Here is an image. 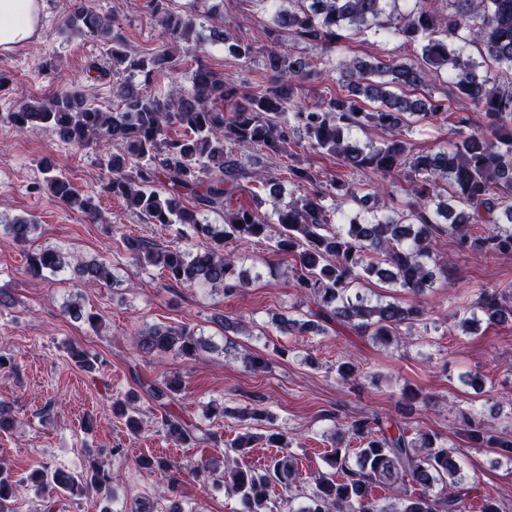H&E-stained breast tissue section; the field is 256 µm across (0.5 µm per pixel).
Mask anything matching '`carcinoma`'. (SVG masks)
I'll return each instance as SVG.
<instances>
[{"instance_id": "carcinoma-1", "label": "carcinoma", "mask_w": 512, "mask_h": 512, "mask_svg": "<svg viewBox=\"0 0 512 512\" xmlns=\"http://www.w3.org/2000/svg\"><path fill=\"white\" fill-rule=\"evenodd\" d=\"M170 0H147L166 44L190 43L196 36L197 16L169 6ZM271 11L272 32L284 33L292 44L276 42L265 49L268 85L244 92L195 59L192 88L182 89L177 80L164 94L152 92L156 75L174 74L177 64L169 50L145 52L125 38L115 23L82 0L64 19L61 30L71 40L87 34L108 44L112 71L129 70L134 82L119 84L116 108L106 111L78 91H62L48 100L21 102L14 111L0 115V124L17 130L38 126L74 148L96 144L107 172L96 193H85L55 165L42 166L38 189L50 193L59 204L75 209L90 221L100 216L102 196L119 198L145 224L175 227L177 238L160 246L141 237L122 236L129 257L141 267H157L180 286L220 285L234 292L249 285L237 271L238 258L224 253L227 241L267 237L269 216L245 209L237 195L249 190L241 183L245 168L237 152L265 151L284 160V181L299 195L275 210L281 231L273 252L293 256V287L308 299L307 309L276 316L274 328L282 335L325 336L338 326L359 336H369L388 346L403 332L420 325L428 332L425 309L396 300H373L358 285L374 280L414 296L433 287L448 267L437 260L436 244L449 233L460 250L494 256L512 253V88L500 90L502 77L512 84V0H451L452 10L437 15L422 0L397 13L395 21L382 16L398 0H295L296 10L281 8L283 0H264ZM207 12L217 21L213 40L224 43V52L238 60L256 54L254 44L224 34V0H211ZM401 38L420 47L414 61L360 58L341 64L340 91L303 103L302 87L319 79L330 66L329 56L310 64L294 55V44L320 45L327 52L336 43L369 30ZM468 45L503 71L498 77L479 76ZM448 72V83L481 115L474 124L460 115L459 137L449 148L414 152L404 129L412 120L448 122V104L418 96L427 74ZM367 127L388 134L380 144L360 145L352 131ZM305 131L307 147L334 155L343 164L379 178L408 174L416 182L414 201L406 206L385 202L375 206L374 195H357L352 183L336 177L320 179L286 161L290 135ZM336 202L329 207L326 199ZM203 211L221 215L223 223L204 224ZM12 243L25 245L36 230L35 220L17 217L7 224ZM207 240L192 252L186 245ZM70 266L68 256L56 248H43L27 256V272L33 277ZM79 281L107 284L115 280L112 269L101 261L74 266ZM74 320L94 327L98 315L87 313L75 302L66 304ZM457 326L466 333L512 319V301L496 290H484L476 304H462L454 313ZM137 348L146 353L175 352L187 359L210 348L209 342L185 324L156 323L136 331ZM69 359L92 372L102 365L98 353L73 346ZM146 395L160 412L167 436L181 444L221 443V436L202 429L171 411L180 393V382L149 384ZM129 392L112 401V413L125 419L136 434L140 421ZM347 433L359 439L355 464L350 449L335 442L322 457L326 470L318 473L312 492L303 504L288 512H466L475 483L459 476L460 469L448 448L424 434L410 435L395 417L358 419ZM468 439L490 448H512L470 418ZM257 435L246 431L227 442L237 455L251 448ZM268 445L283 449L271 457L262 471L234 464L218 478L224 492L236 498L238 512H274L271 490L278 486L292 502L291 489L298 476L287 436L272 431ZM26 480L35 486L54 487L77 495L86 487L108 493L112 474L96 463L84 474L40 469ZM414 484L410 495L403 487ZM383 487L393 502L385 504L373 495ZM16 480L0 467V512H12Z\"/></svg>"}]
</instances>
